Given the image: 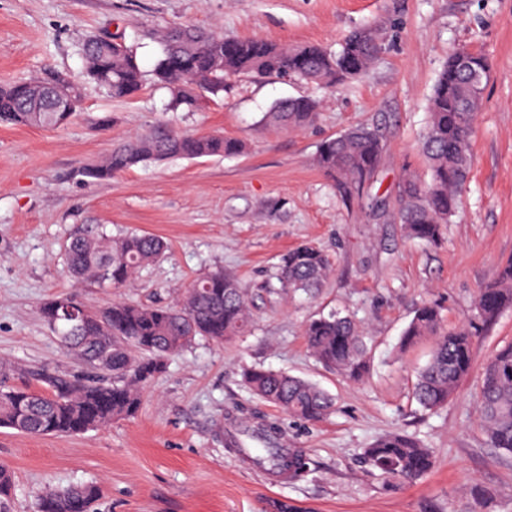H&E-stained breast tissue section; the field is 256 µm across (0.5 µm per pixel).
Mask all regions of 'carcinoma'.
<instances>
[{"instance_id":"1","label":"carcinoma","mask_w":512,"mask_h":512,"mask_svg":"<svg viewBox=\"0 0 512 512\" xmlns=\"http://www.w3.org/2000/svg\"><path fill=\"white\" fill-rule=\"evenodd\" d=\"M161 56L151 75L168 89L171 105L192 106L200 98L224 93V78L241 73L255 76L289 75L324 88L353 78L376 59L383 45L378 33L361 30L348 35L340 50L319 44L279 45L271 41L226 39L192 26L163 30ZM87 73L115 99H127L141 90L143 71L136 55L122 45L112 50L86 46ZM490 74L488 58L461 48L451 52L428 101V122L420 142L430 181L405 182L398 195L396 218L407 237L436 243L444 224L455 213L458 196L472 170L471 135L482 101L474 89L484 90ZM69 105L59 102L50 82L18 81L0 84V123L59 128L79 106L78 90ZM319 100L298 96L275 104L264 118L284 129H302L318 114ZM240 140L221 135H192L167 126L131 138L85 176L105 180L139 164L175 158L232 156L242 151ZM385 141L369 125H356L325 140L316 163L332 178L336 193L346 203L378 210L382 200L371 194ZM166 244L149 234H129L114 240L86 224L65 249L70 275L101 288H120L143 265L159 259ZM330 273L326 255L312 244L284 254L277 266L274 290L312 296ZM252 296L236 278L215 271L197 278L183 299L168 306H142L114 300L90 310L72 295H59L45 303L41 314L60 343L92 369L79 378L41 373L39 388L0 389V428L20 434L78 435L107 426L116 418L134 416L147 384L165 368L169 356L198 336L222 342L244 334L251 323ZM512 308V259L501 264L496 278L478 289L473 320L490 324ZM439 307H417L401 336V346L423 336H436L429 361L419 369L413 398L427 410L448 404L458 384L473 370V338L469 325L440 331ZM307 347L314 357L347 381L358 383L369 370V356L356 324L338 310L312 318L305 328ZM249 390L258 398L306 422L327 417L334 399L314 383L283 372L250 368L244 374ZM480 427L494 448L512 455V343L502 346L482 366L476 395ZM246 460L261 467L289 472L297 479L308 471L302 448L268 444L265 454L241 448ZM376 467L406 480L417 479L433 466L429 449L412 438L389 434L364 450ZM13 486L11 472L0 466V512H9ZM101 487L95 482L45 491L37 512H91Z\"/></svg>"}]
</instances>
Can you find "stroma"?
Instances as JSON below:
<instances>
[{"label": "stroma", "mask_w": 512, "mask_h": 512, "mask_svg": "<svg viewBox=\"0 0 512 512\" xmlns=\"http://www.w3.org/2000/svg\"><path fill=\"white\" fill-rule=\"evenodd\" d=\"M174 25L332 51L354 30L386 40L369 69L335 88L239 74L191 110L171 109L168 91L150 82L118 101L88 78L90 36L117 38L147 71L159 33ZM457 48L484 54L491 70L470 180L442 240L427 244L389 216L343 203L315 158L326 138L370 124L385 140L373 193L392 202L405 178L427 182V100ZM58 76L82 89L69 123L0 125V386L32 384L42 370L85 371L41 315L65 293L91 310L115 299L168 305L221 269L251 289V326L221 344L196 338L171 357L133 417L71 436L0 428V465L14 475L10 512H34L45 489L88 481L102 487L95 512H512V457L487 443L475 402L479 366L512 342V308L480 328L476 370L441 410L422 409L412 395L433 337L398 348L418 303L440 305L444 327L466 323L477 290L512 258V0H0V82ZM297 96L322 101L311 126L289 131L264 120ZM160 124L240 139L246 149L141 164L105 181L83 176L114 146ZM84 224L115 238L153 234L168 249L119 290L77 285L64 247ZM303 242L330 258L324 288L313 298L268 293L281 255ZM334 308L353 317L367 344L362 383L307 349L306 323ZM253 366L317 383L335 396L334 412L304 423L257 398L243 384ZM265 422L279 425L280 445L307 450L304 478H278L225 447V433ZM389 433L430 448L433 468L407 483L369 463L365 448ZM477 489L487 504L476 502Z\"/></svg>", "instance_id": "1"}]
</instances>
